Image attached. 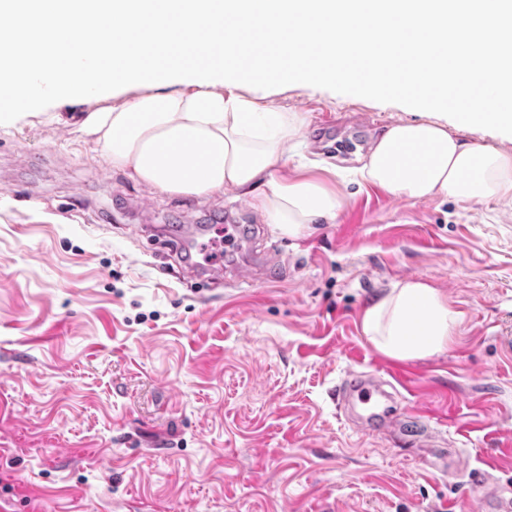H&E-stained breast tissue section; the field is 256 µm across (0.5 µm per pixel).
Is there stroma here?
Segmentation results:
<instances>
[{
  "label": "stroma",
  "mask_w": 512,
  "mask_h": 512,
  "mask_svg": "<svg viewBox=\"0 0 512 512\" xmlns=\"http://www.w3.org/2000/svg\"><path fill=\"white\" fill-rule=\"evenodd\" d=\"M224 95L306 115L279 173L335 165L334 223L291 238L234 192L151 189L79 138L82 102L0 128V512H481L476 473L512 484V210L356 182L384 128L421 117L396 95ZM228 218L260 228L282 281L187 284L154 238ZM405 278L463 314L448 350L409 363L425 448L336 406L347 371L393 365L361 317Z\"/></svg>",
  "instance_id": "stroma-1"
}]
</instances>
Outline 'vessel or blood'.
I'll use <instances>...</instances> for the list:
<instances>
[{
    "label": "vessel or blood",
    "mask_w": 512,
    "mask_h": 512,
    "mask_svg": "<svg viewBox=\"0 0 512 512\" xmlns=\"http://www.w3.org/2000/svg\"><path fill=\"white\" fill-rule=\"evenodd\" d=\"M266 40L265 31H250L247 44L237 54L238 63L244 67L264 64L263 47ZM467 104L478 112L497 111L499 99L495 75H488L483 85L469 91ZM206 233V227L199 226L177 242L183 268L193 277L219 279L228 268L237 269L239 278L244 280L254 275L264 281L277 277L281 263L276 256L265 252L257 254L251 266L237 267L236 256L252 238L244 225H225L224 262L220 265L207 253L208 245L204 240ZM406 378V373L401 370L390 371L389 379L385 382L366 372L350 371L338 388L337 406L363 431L378 434L389 431L399 424L401 416L393 389L403 385Z\"/></svg>",
    "instance_id": "obj_1"
}]
</instances>
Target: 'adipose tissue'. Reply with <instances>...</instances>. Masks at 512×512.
Wrapping results in <instances>:
<instances>
[{"instance_id":"obj_1","label":"adipose tissue","mask_w":512,"mask_h":512,"mask_svg":"<svg viewBox=\"0 0 512 512\" xmlns=\"http://www.w3.org/2000/svg\"><path fill=\"white\" fill-rule=\"evenodd\" d=\"M250 14L251 0H55L49 16L42 0H0V125L35 115L46 101L72 99L73 76L83 72L100 106L75 127L113 168L172 195L239 192L267 223L293 237L335 220L342 206L325 181L279 173L301 144L307 119L225 98L222 86L300 81L379 92L378 84L352 77L364 59L393 73L397 95L430 114L386 128L358 169L364 181L413 201L450 196L512 205V152L456 134L462 126L512 132V0H266L259 22L269 31L267 61L245 70L235 55ZM357 18L378 33L362 49L350 38ZM302 29L314 38L300 60L292 48ZM75 30L97 42L93 61L71 41ZM217 42L223 50H214ZM416 57L437 80L434 90L419 95L410 92ZM490 72L501 109L471 111L465 93ZM20 84L30 92L17 99L13 90ZM118 88L140 94L104 106ZM452 103L457 112L442 120ZM191 143L203 151L190 166L182 148ZM459 323L447 297L414 278L395 283L361 320L366 339L399 360L444 352Z\"/></svg>"}]
</instances>
